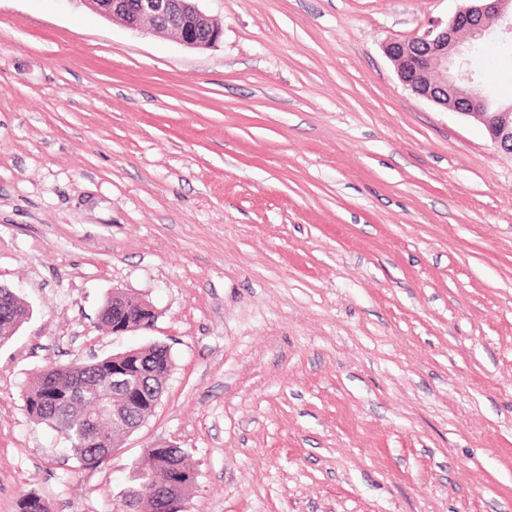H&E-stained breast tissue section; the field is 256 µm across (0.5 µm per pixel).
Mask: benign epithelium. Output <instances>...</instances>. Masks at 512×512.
Segmentation results:
<instances>
[{
  "mask_svg": "<svg viewBox=\"0 0 512 512\" xmlns=\"http://www.w3.org/2000/svg\"><path fill=\"white\" fill-rule=\"evenodd\" d=\"M104 18L133 31L152 22L151 32L170 36L194 49L214 46L223 30L198 8L197 0H86ZM512 0H472L442 26L435 24L408 41L384 46L400 82L416 95L466 116L486 127L493 145L512 154V104L492 109L474 85V75L460 54V45L495 30L512 34Z\"/></svg>",
  "mask_w": 512,
  "mask_h": 512,
  "instance_id": "1",
  "label": "benign epithelium"
}]
</instances>
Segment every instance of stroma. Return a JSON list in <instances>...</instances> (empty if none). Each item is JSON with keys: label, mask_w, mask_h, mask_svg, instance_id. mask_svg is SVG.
I'll list each match as a JSON object with an SVG mask.
<instances>
[{"label": "stroma", "mask_w": 512, "mask_h": 512, "mask_svg": "<svg viewBox=\"0 0 512 512\" xmlns=\"http://www.w3.org/2000/svg\"><path fill=\"white\" fill-rule=\"evenodd\" d=\"M462 0H200L209 49L84 0H0V512H118L182 448L187 512H512V155L384 45ZM498 105L512 39L463 42ZM154 326L99 323L113 290ZM160 342L99 467L27 417L44 367ZM3 287V286H1ZM0 287V347L10 344L30 315L29 306L17 295ZM161 446L164 448L145 449L135 484L119 511L137 512L141 504L146 503L149 511L157 512L155 501L148 491L161 482H175L185 486L184 503L188 499L195 480L193 472L185 464L184 452L168 443Z\"/></svg>", "instance_id": "obj_1"}]
</instances>
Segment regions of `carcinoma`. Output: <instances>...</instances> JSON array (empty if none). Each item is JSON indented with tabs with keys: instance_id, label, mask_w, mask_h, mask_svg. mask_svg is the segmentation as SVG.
I'll return each mask as SVG.
<instances>
[{
	"instance_id": "obj_1",
	"label": "carcinoma",
	"mask_w": 512,
	"mask_h": 512,
	"mask_svg": "<svg viewBox=\"0 0 512 512\" xmlns=\"http://www.w3.org/2000/svg\"><path fill=\"white\" fill-rule=\"evenodd\" d=\"M29 315V306L18 295L0 288V347L12 342ZM146 319L148 315L139 312L132 301L116 305L110 296L99 314L101 325L109 331L114 322ZM118 363L127 364L129 384L150 398L162 389L173 369L170 348L152 343L130 354L122 351L88 361L49 366L24 389L23 402L28 417L60 435L71 459L81 468L101 464L112 453V441L124 428L146 420L153 411L145 404L123 422L112 420L113 405L118 398L106 392L112 368ZM161 482H175L192 489L194 474L185 464L181 449H145L135 484L121 512H139L143 503L149 512H156L155 501L148 491ZM18 512H48V506L40 496L29 493L19 500Z\"/></svg>"
}]
</instances>
